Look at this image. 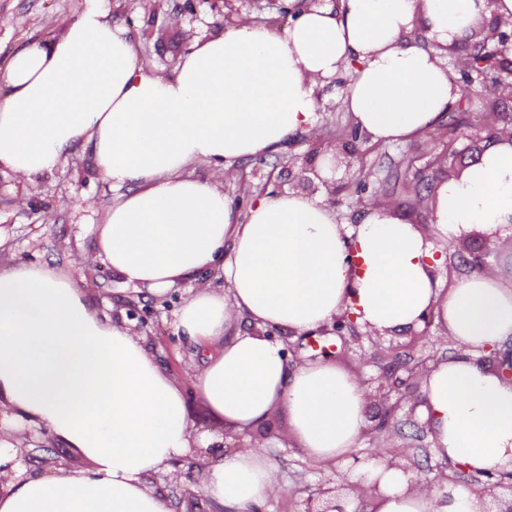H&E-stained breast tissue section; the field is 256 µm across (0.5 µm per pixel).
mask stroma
I'll list each match as a JSON object with an SVG mask.
<instances>
[{
    "instance_id": "obj_1",
    "label": "stroma",
    "mask_w": 512,
    "mask_h": 512,
    "mask_svg": "<svg viewBox=\"0 0 512 512\" xmlns=\"http://www.w3.org/2000/svg\"><path fill=\"white\" fill-rule=\"evenodd\" d=\"M183 3L184 0H108V18L112 24L129 30L145 62L169 71L192 36L220 29L221 19L209 0H196V9L191 13L183 11ZM84 5L85 0H0V67L24 43L58 37L67 24L78 18ZM341 92L340 85L324 84L312 130L300 135L288 151L239 161L238 179H224L202 162L191 165L190 173L221 184L225 195L234 200L247 192L256 196L278 188L293 190L304 177L306 159L320 160L326 144H347V136L326 135L337 120L348 117L341 104ZM490 106L502 118L512 117V98L498 95L490 87L470 92L462 107H450L438 134L426 133L401 143L356 142L363 166L361 180H354L344 168H337L333 176L336 194L328 195L321 188L317 197L336 209L343 223L352 225L360 222L370 201L397 207L410 222L419 223L427 238L438 246L441 262L435 275L443 288H451L461 275L468 273L463 260L473 253H488L490 262L512 274V238L493 239L475 226L454 241L445 242L430 222V211L418 205L419 198H434L440 183L447 179L446 168L436 163L446 145H454L456 166L463 171L487 150L489 143L478 118ZM116 197L88 147L72 150L53 174L31 181H20L1 171L0 265L40 264L67 274L88 289L94 300L108 302L112 318L126 321L137 330L161 369L186 383L201 362L195 344L176 335L173 326L174 314L187 293L186 285H175L162 294L135 288L123 283L97 254V228L105 222ZM414 334L411 328L393 330L376 343L364 335L349 331L339 337L327 329L317 334L315 342L290 339L286 346L294 362L318 356L323 346L336 349L337 365L356 375L371 390L383 376L403 378L408 370L429 369L436 361L453 355L454 348L444 341L441 326L430 325L419 342ZM423 391V385L415 384L400 393L391 391L383 398L368 399L365 417L369 431L354 449V456L391 454L407 463L420 478L447 472L449 462L434 454L427 426L419 417L408 414L411 402ZM185 396L195 429L214 436L207 451L209 460H220L230 450L247 447L246 439L209 414L193 388L187 387ZM388 412L393 414L396 426L392 432H378L376 426ZM257 434L274 444L273 459L281 483L280 492L260 505L257 512H305L308 499L316 495L321 483L347 479L353 473L349 466L324 467L304 457L289 437L285 413H275ZM16 439L19 447L42 458V471L61 465L75 472L90 467L79 451L52 436L34 441L22 430ZM195 461V456H187L172 468L154 474L150 482L159 491L173 495L176 512H215L208 500L193 493L201 473Z\"/></svg>"
}]
</instances>
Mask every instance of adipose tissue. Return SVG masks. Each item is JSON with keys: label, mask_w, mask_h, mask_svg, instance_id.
I'll list each match as a JSON object with an SVG mask.
<instances>
[{"label": "adipose tissue", "mask_w": 512, "mask_h": 512, "mask_svg": "<svg viewBox=\"0 0 512 512\" xmlns=\"http://www.w3.org/2000/svg\"><path fill=\"white\" fill-rule=\"evenodd\" d=\"M278 29L240 18L192 41L172 73L139 61L106 0H86L62 36L17 49L0 96V169L21 180L53 173L91 147L119 196L97 238L125 284L193 287L175 329L203 352L192 385L227 426L251 431L285 411L297 448L346 462L366 430L361 382L331 363L288 365L266 331L304 336L343 312L376 330L419 326L424 312L456 353L426 379L421 420L439 457L472 474L512 472V383L481 360L512 345V276L498 266L443 289L434 244L396 209L371 204L340 224L323 200L295 192L252 200L239 214L222 187L188 175L206 162L233 177L240 159L285 149L315 121L319 81L351 75L342 104L373 142L434 129L457 97L437 45H453L512 0H325ZM446 236L479 224L512 236V145L490 146L436 192ZM220 266L226 293L195 285ZM245 317L251 331L228 335ZM0 464L17 473L0 512H173L151 474L210 439L196 434L183 389L128 328L100 312L68 275L42 265L0 269ZM46 428L91 462L84 473L22 465L7 436L16 420ZM345 512H483L464 482L428 488L402 467L364 461ZM376 487L374 498L362 491ZM280 490L268 442L205 466L198 495L217 512H253Z\"/></svg>", "instance_id": "adipose-tissue-1"}]
</instances>
